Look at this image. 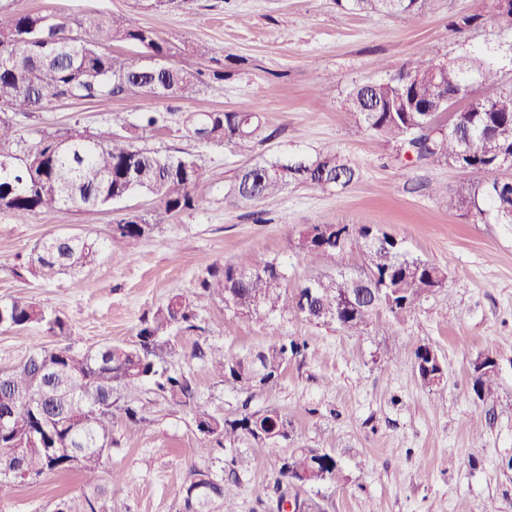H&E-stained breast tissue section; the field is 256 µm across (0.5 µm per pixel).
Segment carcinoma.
I'll return each instance as SVG.
<instances>
[{
  "mask_svg": "<svg viewBox=\"0 0 512 512\" xmlns=\"http://www.w3.org/2000/svg\"><path fill=\"white\" fill-rule=\"evenodd\" d=\"M347 11L360 13L422 14L432 9V0H336ZM54 41L47 53L41 39ZM115 43L130 44L161 57L171 56L169 43L155 31L129 16L89 13H20L0 27V105L8 113L0 117V151L15 142V115L49 108L60 99L94 102L153 97L155 87L166 89V100H194L207 91H218L224 72L186 70L174 64L167 70L145 67L142 58H122L110 51ZM490 62L481 53H471L448 68L437 70L434 60L417 55L396 76L355 87L350 94V113L359 128L387 140L409 139L407 148L415 163L425 166L453 165L461 153L469 156V173L496 171L501 155L512 154V85L488 94L481 86L472 89L466 109L456 113L452 128H441L437 109L440 101L460 87L488 77ZM191 126L204 125V138L231 141L256 135L261 130L257 113L248 107L235 112H197ZM163 119L145 112L140 123L128 122L124 112L112 113V124L121 133L95 140L75 129L62 135L43 137L28 151L32 164L20 170L0 167V191L8 195L6 210L18 220L37 211L65 212L72 207L97 208L135 191L156 199V205L138 220L122 219L112 225V251L128 248L148 229L168 224L180 211L193 209L207 200L210 187L193 173L194 156L159 154L136 142L158 130ZM356 169L338 153L313 160L287 163L267 161L237 172L227 196L238 203L264 199L283 192L294 182L320 187L346 188ZM483 198L488 209L503 224H512V180L495 179L482 184L468 180L448 197V206L477 205ZM371 236L378 247L365 256L362 277L385 286L382 300L358 309L342 306L341 297L350 276L339 274L308 282L314 288L315 307L328 313L326 321L357 335L374 316L386 310L397 316L413 307L432 288L447 281V273L407 254L401 242L376 226L329 224L322 231L315 225L304 238V251L336 253L352 235ZM95 244L84 237L66 242L50 237L39 242L23 264L34 277L51 282L58 275L77 271L90 263ZM283 275L275 264L258 259L247 267L213 266L192 294L177 293L168 302L142 316L132 343H110L78 354L68 344L37 347L18 366L0 371V414L9 416L0 428V480L15 477L22 465L35 479L46 472L79 470L92 479L105 456L112 451V393H131L145 385L169 401L190 409L199 432L209 437L202 452L211 453L234 445L243 437L262 436L269 443L289 438L290 423L279 412L241 410L214 415L207 403L196 398L190 381L169 369L174 354L170 336L199 329L196 310L205 299L232 298L249 312L286 311L302 314L306 288L294 292L282 285ZM43 324L55 336H65L67 321L36 303L15 298L0 303V326L22 329ZM304 345L276 340L256 351L255 356L195 344L193 354L210 362L211 370L225 383L253 396L255 368L266 381L275 382L288 361L301 354ZM303 479L308 487L336 484L341 466L322 448L297 446L282 458L279 473ZM186 512H204L214 500L224 501V512H236L224 499V478L197 470L185 486Z\"/></svg>",
  "mask_w": 512,
  "mask_h": 512,
  "instance_id": "obj_1",
  "label": "carcinoma"
}]
</instances>
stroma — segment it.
<instances>
[{"mask_svg": "<svg viewBox=\"0 0 512 512\" xmlns=\"http://www.w3.org/2000/svg\"><path fill=\"white\" fill-rule=\"evenodd\" d=\"M26 12H91L126 15L151 28L174 48L173 63L188 69L223 70L224 91L193 101L143 98L139 112L128 101H61L17 118L18 150L49 132L78 128L96 139L113 132L111 117L161 113L166 126L145 139L147 148L191 154L209 181L208 199L147 232L125 252L109 247L113 224L149 211L151 196L135 193L94 210L31 214L17 221L0 210V303L29 297L64 317L74 351L134 341L141 317L176 293H192L215 264L245 266L258 258L275 262L284 285L296 290L311 279L362 271L358 239L336 254L303 251V232L315 224H373L402 240L411 256L444 269V287L426 294L401 317L380 313L364 333L349 335L288 313L242 314L215 300L199 310L194 332L179 333L172 368L188 377L198 399L216 414L248 404L275 408L291 424V437L274 445L242 439L238 450L254 467L225 478L224 495L238 512H277L272 487L279 460L296 445L331 451L343 466L334 487L300 491L322 512H469L496 505L512 512V224L478 214L470 204L449 208L432 193L434 183L455 186L465 172L414 166L401 142L353 127L349 93L385 80L415 54L456 62L474 49L486 51L493 76L484 90L512 83V26L493 15L492 0H435L421 15L363 16L336 0H190L188 10L157 8L149 0H7L0 23ZM475 13L478 27L462 33L450 24ZM206 43L201 60L192 44ZM252 107L260 137L205 142L189 131L193 113ZM328 152L346 156L358 178L344 189L293 185L275 198L243 205L228 198L237 170L265 160L309 159ZM94 242L98 253L80 271L44 284L19 275L34 246L55 234ZM305 349L279 379L245 400L193 355L195 343L241 354L278 339ZM56 342L41 325L0 328V370L20 364L37 346ZM432 346L444 364L441 387L427 388L415 363L418 346ZM493 356L492 392L473 388L474 360ZM144 418L128 431L117 417L112 453L95 486L79 471L0 482V512H55L68 500L83 512L100 491L104 512H184L183 489L197 470L221 474L225 455H206L204 437L188 409L144 387L128 395ZM124 481L113 485V472Z\"/></svg>", "mask_w": 512, "mask_h": 512, "instance_id": "obj_1", "label": "stroma"}]
</instances>
